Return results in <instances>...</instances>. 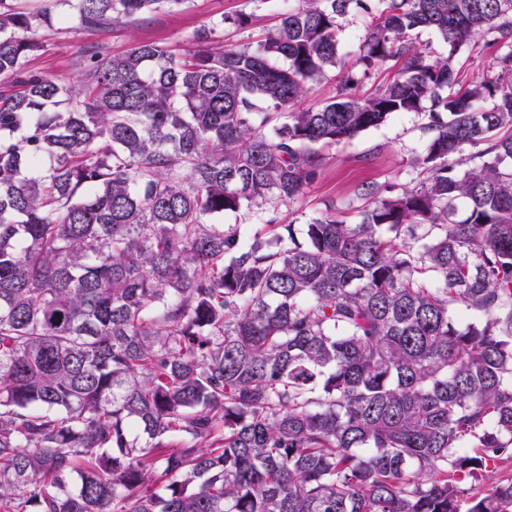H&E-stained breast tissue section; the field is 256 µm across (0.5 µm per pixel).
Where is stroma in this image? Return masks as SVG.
<instances>
[{"label": "stroma", "instance_id": "1", "mask_svg": "<svg viewBox=\"0 0 512 512\" xmlns=\"http://www.w3.org/2000/svg\"><path fill=\"white\" fill-rule=\"evenodd\" d=\"M297 0H182L164 6L131 23L103 29H82L73 23L57 25L53 30L39 27L30 32L44 49L31 58L29 66L62 84L83 80L82 62L87 50L99 46L118 55L138 43H155L183 53L190 49L198 34L212 30L215 45H237L263 39L277 23L278 13L296 6ZM249 16L248 25L238 26V16ZM368 19L350 13L338 32V61L323 77L309 83L304 106L333 99L346 77L356 80L355 92L367 96L387 83L391 70L379 66L365 68L357 64L359 47L367 33ZM501 51L488 38L478 37L457 50L456 60L466 79L496 74V59ZM426 112H401L379 127L361 132L352 139L328 146L322 168L300 197L293 202L264 207L259 214H225L223 221L235 224L246 239H253L262 224H292L302 227L311 218L327 211L354 216L361 204L363 185L403 187L419 182L420 175L411 166L414 155L427 143Z\"/></svg>", "mask_w": 512, "mask_h": 512}]
</instances>
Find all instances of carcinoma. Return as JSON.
Returning a JSON list of instances; mask_svg holds the SVG:
<instances>
[{"mask_svg":"<svg viewBox=\"0 0 512 512\" xmlns=\"http://www.w3.org/2000/svg\"><path fill=\"white\" fill-rule=\"evenodd\" d=\"M50 2L0 0V512H512V0H300L254 43L91 49L77 86L28 66ZM351 10L396 74L299 107ZM477 36L509 52L463 87ZM420 111L423 179L356 221L216 223Z\"/></svg>","mask_w":512,"mask_h":512,"instance_id":"cac0c4a2","label":"carcinoma"}]
</instances>
